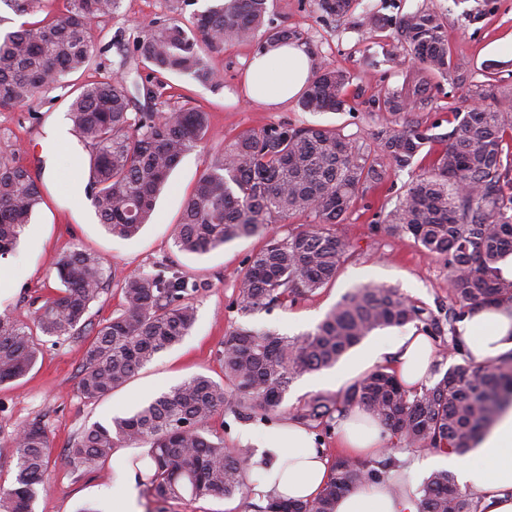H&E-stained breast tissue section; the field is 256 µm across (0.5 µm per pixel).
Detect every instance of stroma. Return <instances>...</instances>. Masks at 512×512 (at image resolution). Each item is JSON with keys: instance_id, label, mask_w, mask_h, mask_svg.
<instances>
[{"instance_id": "obj_1", "label": "stroma", "mask_w": 512, "mask_h": 512, "mask_svg": "<svg viewBox=\"0 0 512 512\" xmlns=\"http://www.w3.org/2000/svg\"><path fill=\"white\" fill-rule=\"evenodd\" d=\"M362 2V7L342 19L322 12L317 0H274L271 12L274 24L301 33L317 67H337L352 74L342 111L305 112L294 100L276 107L252 102L246 79L249 59L257 50L253 43L228 44L222 52L212 54L211 66L221 76V83L200 84L168 76L167 94L184 97L209 112L207 148L184 154L157 199L151 221L131 239L109 234L92 206L71 205L69 188L88 182L89 156L76 141L59 147L51 136L57 127L68 126V107L77 88L112 74L131 51L134 31L152 18L176 16L181 0H122L119 13L99 19L88 31L102 52L99 64L67 75L55 89L24 105L0 111V154L20 148L22 164L44 185V201L17 250L0 259V269L11 278L8 286H0V313L32 317L59 288L57 262L74 247L103 257L117 275L92 302V322L121 313L117 280L131 273L170 266L197 288L193 295L197 321L190 334L156 355L124 386L95 402L86 401L78 388L85 341L39 338L34 367L19 379L0 384V490L12 487L15 480L13 441L17 432L38 421L51 448L47 489L35 501L34 512H78L87 503L100 512H112L113 500L136 482L131 462L140 456V449H119L99 471L79 477L64 464L68 448L85 427L132 413L185 378L201 374L221 381L224 336L235 328H269L291 337L305 334L315 329L345 293L363 284L397 287L434 319H443L448 309V270L443 260L428 255L413 238L393 236L382 228L385 212L402 200L412 174L428 168L425 158H416L409 169L387 167L380 182L368 184L359 193L346 220L335 227L336 234L352 245L335 283L292 305L252 313L241 309L238 284L250 255L263 244L261 237L238 239L203 255L181 253L174 245V230L186 196L211 154L239 133L289 122L333 128L372 145L377 137L395 129V119L383 110L381 97L388 89L411 88L419 71L418 65L402 61L393 39V22L402 13L421 7L442 13L448 48L458 66L450 78L432 80L428 103L414 110L415 120L446 133L456 124L458 112L471 106L469 92L477 85L493 78L501 87L512 88V0ZM366 7L384 18V25H364L361 15ZM306 383L303 377L292 383L285 409L276 413L273 422L238 420L224 412L204 424L202 431L211 439L222 437L228 448L243 447L246 432L257 442L270 438L276 423L294 416L297 408L311 399ZM261 481L260 470L252 469L246 477L244 497L233 499L186 495L160 501L142 488L138 504L141 512H243L244 502H256L254 489Z\"/></svg>"}]
</instances>
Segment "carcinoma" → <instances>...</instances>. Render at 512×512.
Masks as SVG:
<instances>
[{
  "label": "carcinoma",
  "mask_w": 512,
  "mask_h": 512,
  "mask_svg": "<svg viewBox=\"0 0 512 512\" xmlns=\"http://www.w3.org/2000/svg\"><path fill=\"white\" fill-rule=\"evenodd\" d=\"M17 14H34L37 0H0ZM122 0H66L62 16L0 36V109L20 106L53 88L61 76L82 69L96 54L90 24L119 10ZM356 0H318L328 15L345 17ZM268 0H215L189 16L155 18L133 38V55L147 69L84 85L67 116L77 142L90 156L89 198L101 224L129 239L146 224L157 194L182 156L206 147L208 114L177 106L166 112L164 77L186 76L212 83L208 56L224 45L259 40L268 49L301 33L266 24ZM396 39L420 65L411 91H385L383 105L405 122L372 147L325 127L270 124L237 135L212 155L184 202L174 244L203 255L240 238L260 236L263 246L249 259L239 281L241 309L284 307L336 280L351 243L331 232L341 224L360 190L381 179L386 165L410 167L424 148L444 143L429 170L407 185L401 202L385 214L383 230L409 236L448 268L446 325L460 346L458 323L476 306L512 302V279L501 265L512 256V89L489 83L476 90L479 106L458 113L448 133L408 118L428 101L427 76L457 70L448 49L442 14L421 8L395 21ZM348 71L325 67L299 97L306 112L340 111ZM0 155V258L10 255L43 200L40 184L16 158ZM296 213L313 223L285 237L269 225ZM61 288L45 301L33 322L0 315V384L25 375L36 361L34 336L79 338L92 333L79 389L95 402L124 385L155 355L179 344L194 327L197 310L179 271L129 274L121 286L122 312L103 323L87 317L112 275L104 258L74 248L57 263ZM423 324L440 329L425 309L393 287L362 286L348 292L311 332L288 337L276 330L237 328L224 336V380L193 376L149 400L129 416L94 423L68 449L74 474L94 472L119 448L147 447L133 460L142 485L159 499L231 498L243 493L253 467L248 448L214 442L202 426L228 411L253 420L282 408L298 378L333 367L376 329ZM512 400V353L476 365L466 357L431 385L403 389L387 367H378L334 396H316L297 419L317 428L352 407L372 410L408 447L459 454ZM13 487L0 492V512H33L45 490L49 439L32 422L14 441ZM389 457L354 461L338 456L319 496L310 501L266 498L246 503L251 512H335L336 499L396 467ZM420 512H480L479 501L462 494L446 471L433 473L414 492Z\"/></svg>",
  "instance_id": "1"
}]
</instances>
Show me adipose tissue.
<instances>
[{
	"label": "adipose tissue",
	"mask_w": 512,
	"mask_h": 512,
	"mask_svg": "<svg viewBox=\"0 0 512 512\" xmlns=\"http://www.w3.org/2000/svg\"><path fill=\"white\" fill-rule=\"evenodd\" d=\"M313 72V59L302 44L289 41L258 51L248 67V96L259 104L279 105L296 98ZM459 331L462 351L472 362H497L512 353V302L475 310ZM434 357L429 338L414 331L369 345L339 378L324 377L320 383L330 386L337 380L347 381L387 360L401 386L412 390L427 379ZM337 436L345 457L369 460L391 454L390 436L372 412L359 408L349 411L338 425ZM257 456L271 461L255 489L262 497L312 499L329 477V460L323 449L314 435L292 418L274 431L271 441L259 446ZM443 468L479 500L483 512H512V407L499 414L473 451L461 455L445 449L414 459L394 477L362 485L340 497L335 512H418L408 485L419 479L422 470Z\"/></svg>",
	"instance_id": "1"
}]
</instances>
